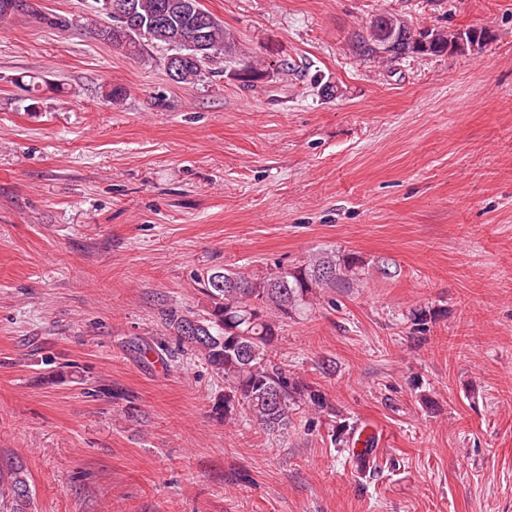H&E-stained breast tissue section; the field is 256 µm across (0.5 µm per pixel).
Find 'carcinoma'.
Instances as JSON below:
<instances>
[{"label":"carcinoma","instance_id":"cac0c4a2","mask_svg":"<svg viewBox=\"0 0 512 512\" xmlns=\"http://www.w3.org/2000/svg\"><path fill=\"white\" fill-rule=\"evenodd\" d=\"M165 0H134L136 20L131 26L99 29L101 40L130 56L143 54L154 44L183 56L176 82L190 84L203 75L206 65L234 50V40L224 24L201 4L165 9ZM382 15L354 33L356 56L376 60L365 33ZM437 40L428 47L406 49V56H440L448 53V36L456 30L432 28ZM370 263L341 249L322 250L303 263L288 268L276 264L262 274L247 277L230 270H211L198 277L209 306L203 315L168 308L161 311L164 328L175 339L177 351L190 353L224 379V398L213 409L224 420L241 418L266 433L288 438L294 416L311 409L338 418L320 390L277 360L273 345L282 327L311 316L314 305L327 291L350 292L369 274ZM6 477L14 500L13 512H27L31 490L24 465L16 462Z\"/></svg>","mask_w":512,"mask_h":512}]
</instances>
